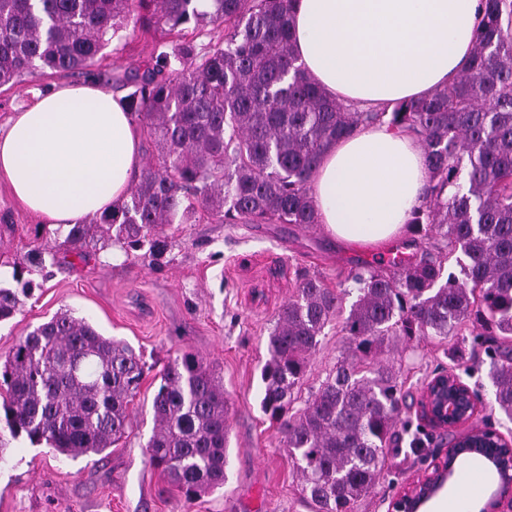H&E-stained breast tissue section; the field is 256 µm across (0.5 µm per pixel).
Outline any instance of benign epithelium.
I'll list each match as a JSON object with an SVG mask.
<instances>
[{"instance_id": "benign-epithelium-1", "label": "benign epithelium", "mask_w": 512, "mask_h": 512, "mask_svg": "<svg viewBox=\"0 0 512 512\" xmlns=\"http://www.w3.org/2000/svg\"><path fill=\"white\" fill-rule=\"evenodd\" d=\"M477 413L471 389L461 378L445 371L430 379L422 401V416L428 425L456 431L472 422ZM477 452L496 464L504 457L512 458V439L488 429L456 438L454 447L436 456L427 471L400 491L392 502V512H420L447 486L455 460Z\"/></svg>"}]
</instances>
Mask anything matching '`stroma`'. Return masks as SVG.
Returning <instances> with one entry per match:
<instances>
[{"label": "stroma", "instance_id": "1", "mask_svg": "<svg viewBox=\"0 0 512 512\" xmlns=\"http://www.w3.org/2000/svg\"><path fill=\"white\" fill-rule=\"evenodd\" d=\"M154 45V38L137 33L105 46L91 70H45L0 86V127L54 85L93 79L112 87L116 74L147 63ZM164 234L168 249L155 264L126 255L117 243L104 248L93 242L79 253L65 244L63 230L43 224L0 184V287L16 291L21 301L14 317L0 323V361L34 327L68 309L104 336L129 343L145 364L131 426L104 455L73 459L23 436L11 442L7 461L0 464V512H310L293 462L260 409L268 336L301 275L319 276L333 288L351 270L374 262L378 250L336 242L319 224L303 229L203 221L170 224ZM43 245L53 248L55 262L32 260ZM186 350L202 357L222 382L230 429L223 487L188 505L145 455L160 373ZM444 350L437 340L417 336L401 341L390 356L409 393V407L398 425V450L387 456L382 479L359 502L358 512H388L392 496L447 444L446 435L429 429L417 408L426 383L453 367ZM345 352L342 333L326 328L303 393L317 390ZM466 469V489L451 483L438 496L457 501L461 512H469L490 481L478 460L468 461Z\"/></svg>", "mask_w": 512, "mask_h": 512}]
</instances>
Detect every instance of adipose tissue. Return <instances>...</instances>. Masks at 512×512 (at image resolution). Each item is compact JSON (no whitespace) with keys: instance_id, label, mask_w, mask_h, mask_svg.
<instances>
[{"instance_id":"ef3b65f1","label":"adipose tissue","mask_w":512,"mask_h":512,"mask_svg":"<svg viewBox=\"0 0 512 512\" xmlns=\"http://www.w3.org/2000/svg\"><path fill=\"white\" fill-rule=\"evenodd\" d=\"M481 0H298L293 39L308 72L358 109L431 94L469 63ZM139 131L112 92L60 84L0 129V183L43 223L111 211L140 169ZM428 173L411 134L384 125L331 144L310 178L332 237L378 247L423 205Z\"/></svg>"}]
</instances>
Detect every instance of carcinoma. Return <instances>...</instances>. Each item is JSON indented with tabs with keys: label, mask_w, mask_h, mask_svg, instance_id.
I'll list each match as a JSON object with an SVG mask.
<instances>
[{
	"label": "carcinoma",
	"mask_w": 512,
	"mask_h": 512,
	"mask_svg": "<svg viewBox=\"0 0 512 512\" xmlns=\"http://www.w3.org/2000/svg\"><path fill=\"white\" fill-rule=\"evenodd\" d=\"M296 0H0V85L43 69L87 70L128 20L156 44L144 69L114 77L125 109L158 154L112 212L68 228L83 246L107 225L126 253L157 262L167 224L202 212L220 224H296L318 216L309 178L321 153L368 123L421 140L426 202L406 224L429 249L407 263L368 264L351 291L302 278L277 311L262 371V413L296 460L312 512H355L378 483L406 406L400 374L377 360L403 338L444 342L471 325V346L445 354L470 368L493 351L494 405L512 417V0H483L469 67L431 96L380 111L329 97L299 63ZM224 26L199 47L186 30ZM454 260L463 277L444 273ZM19 310L0 288V322ZM340 325L348 351L302 409H294L324 329ZM144 374L141 355L62 310L16 343L0 367L5 435L26 436L71 458L99 455L130 425ZM150 464L190 503L224 485L228 458L224 389L191 352L168 363L153 400Z\"/></svg>",
	"instance_id": "obj_1"
}]
</instances>
